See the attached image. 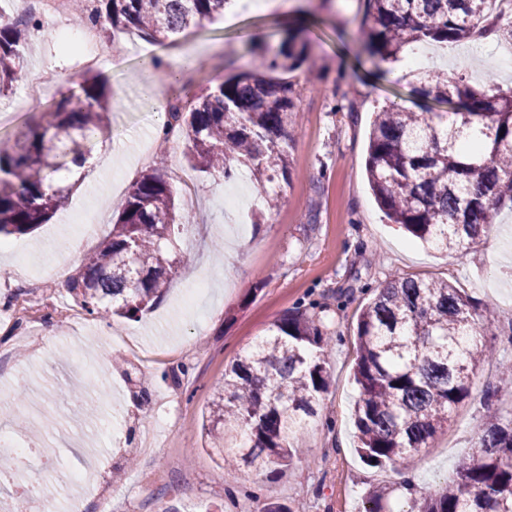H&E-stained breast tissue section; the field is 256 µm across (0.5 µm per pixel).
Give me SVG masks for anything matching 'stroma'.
Here are the masks:
<instances>
[{
    "label": "stroma",
    "instance_id": "obj_1",
    "mask_svg": "<svg viewBox=\"0 0 512 512\" xmlns=\"http://www.w3.org/2000/svg\"><path fill=\"white\" fill-rule=\"evenodd\" d=\"M366 12L367 0H273L268 10L243 9L206 21L186 38L165 44L137 34L115 38L104 30L98 44L104 61L93 69L84 66L81 56L60 49L51 24L35 32L26 66L48 77L51 91L35 104L18 87L0 97V147L11 146L72 81L89 74L108 88L114 146L106 154L95 152L86 179L49 223L30 235L0 239L8 248L0 253V277L15 288L37 275L36 300L46 311L28 329L27 340L0 330V397L25 380L28 403L57 417L55 432L42 433L31 421L20 420L0 425V439L38 448L44 460L41 479L87 474V483L59 486L61 503L76 497L84 512H102L97 492L109 489L115 493L111 512H255L245 492L256 488L262 498L291 512H357L373 487L409 477L420 492L430 493L450 480L475 442L487 390L498 389L493 406L503 418H512V388L501 386L499 378L501 362L512 361V324L504 320L481 338L494 357L474 376L470 398L406 469L372 468L355 452L351 374L366 289L395 274L443 279L461 288L472 303L512 309V209L500 210L482 246L438 251L409 244L376 205L365 175L372 114L387 100L416 112L422 106L409 76L376 78L375 64L360 54ZM297 18H316L320 24L311 30L315 66L288 75L300 94L290 115L295 139L278 209L256 222L258 195L249 179L231 186L192 172L196 207L181 212L182 261L163 297L135 321L106 322L87 315L73 327L60 323L55 308L74 307L66 285L82 254L108 235L124 200L113 194V180L121 176L130 184L138 178L145 168L139 160L145 143L152 153H165L169 166L187 164L184 142L165 145L153 136L155 97L171 102L200 92L215 77L236 73L252 58L249 36L277 41L282 25ZM187 54L196 64L185 71L178 88L159 79L151 65L159 58L176 69ZM461 66L471 83L490 78L512 83V70L500 66L497 43H487L479 55L452 46L437 50L433 59L437 71ZM337 96L350 100L353 111L330 112ZM229 192L238 197L240 211H226ZM76 211L94 232L78 254L62 260L50 245L77 236L69 221ZM198 278L207 286L189 310L182 290ZM310 296L323 307L334 345L328 356L331 384L320 402V418L306 437L304 455L272 478L245 467L237 479H228L208 455L202 432L213 388L238 354ZM89 374L104 383L89 397L99 412L69 416V388ZM141 389L149 394L142 405L134 399ZM157 403L168 405L170 414L154 439V451L147 452L143 441ZM116 415L122 423L117 431L112 428Z\"/></svg>",
    "mask_w": 512,
    "mask_h": 512
}]
</instances>
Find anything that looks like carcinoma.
<instances>
[{"instance_id": "carcinoma-1", "label": "carcinoma", "mask_w": 512, "mask_h": 512, "mask_svg": "<svg viewBox=\"0 0 512 512\" xmlns=\"http://www.w3.org/2000/svg\"><path fill=\"white\" fill-rule=\"evenodd\" d=\"M229 0H96V19L114 33L175 41L224 14ZM362 51L379 64L404 59L414 46L448 47L479 37L512 42V21L489 22L491 0H367ZM35 21L0 11V96L26 80L24 50ZM292 29L265 45L246 70L216 82L173 116L188 143L189 163L225 181L251 173L266 184L287 179L293 143L289 114L295 85L278 77L311 58ZM417 92L447 112L425 117L395 102L374 112L366 171L389 223L437 249L484 243L502 207H512V87L479 88L461 70L430 72ZM106 86L87 77L68 89L41 123L0 150V237L47 223L68 199L70 165H82L108 129ZM180 205L159 160L132 184L112 232L81 260L68 292L89 315L135 320L169 286L180 259ZM312 302L283 314L224 372L202 424L208 452L231 478L240 466L273 473L301 459L300 443L328 389L333 338ZM506 315L476 308L446 280L399 274L374 289L358 316L353 406L360 456L404 467L429 447L490 347L472 337ZM477 451L457 478L417 495L405 480L365 496L363 512H512V419L488 414L477 425Z\"/></svg>"}]
</instances>
